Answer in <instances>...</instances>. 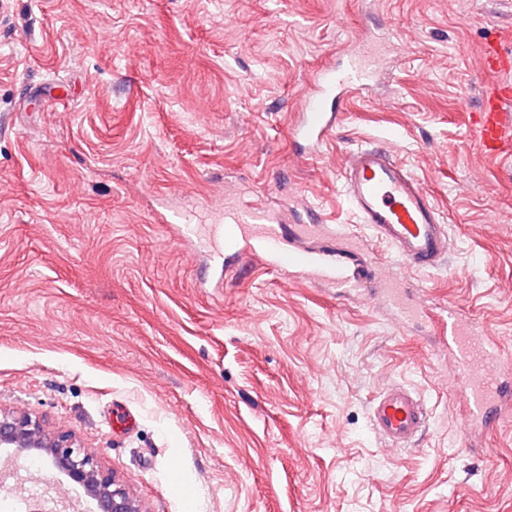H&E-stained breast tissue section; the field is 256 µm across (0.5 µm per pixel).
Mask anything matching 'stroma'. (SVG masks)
I'll return each instance as SVG.
<instances>
[{
    "instance_id": "1",
    "label": "stroma",
    "mask_w": 512,
    "mask_h": 512,
    "mask_svg": "<svg viewBox=\"0 0 512 512\" xmlns=\"http://www.w3.org/2000/svg\"><path fill=\"white\" fill-rule=\"evenodd\" d=\"M366 30L390 65L302 155L313 71ZM494 39L512 52L503 0H0V408L71 429L144 512H512V418L468 438L437 335L161 220L319 208L512 356V155L472 136ZM393 131L449 227L429 270L340 192ZM391 383L432 410L411 450L370 431Z\"/></svg>"
}]
</instances>
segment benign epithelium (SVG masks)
<instances>
[{
    "instance_id": "7a95c632",
    "label": "benign epithelium",
    "mask_w": 512,
    "mask_h": 512,
    "mask_svg": "<svg viewBox=\"0 0 512 512\" xmlns=\"http://www.w3.org/2000/svg\"><path fill=\"white\" fill-rule=\"evenodd\" d=\"M0 448L11 450L17 464L32 458L42 460L69 486L81 491L90 512H144L115 472L69 429H48L37 416L1 410Z\"/></svg>"
}]
</instances>
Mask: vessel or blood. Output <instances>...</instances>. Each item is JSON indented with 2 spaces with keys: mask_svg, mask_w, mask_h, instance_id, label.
I'll list each match as a JSON object with an SVG mask.
<instances>
[{
  "mask_svg": "<svg viewBox=\"0 0 512 512\" xmlns=\"http://www.w3.org/2000/svg\"><path fill=\"white\" fill-rule=\"evenodd\" d=\"M354 41L339 63L318 67L292 127V137L310 150H318L341 121L332 101L367 88L375 63ZM483 71L497 84L475 115V141L479 150L494 157L512 148V83L505 74L512 72V55L489 43L483 49ZM345 199L382 241L407 265L427 270L437 265L450 248L448 229L442 223L432 196L419 180L394 158L390 148L374 145L358 148L346 156L341 172ZM224 253H246L262 258L273 268L306 272L317 281H326L343 291L366 290L381 296L406 324L432 327L448 347L454 363L453 396L463 406L468 427H484L501 419L506 385L497 370L488 337L480 335L474 322L457 310L447 317L432 318L408 288L379 280L373 267L358 260V246L329 241L319 249L305 247V240L321 236L318 224L303 225L298 237L281 228L280 218L259 207L229 208L224 212ZM373 433L388 446L406 448L422 436L429 412L411 388L391 384L373 399L369 412Z\"/></svg>",
  "mask_w": 512,
  "mask_h": 512,
  "instance_id": "obj_1",
  "label": "vessel or blood"
}]
</instances>
